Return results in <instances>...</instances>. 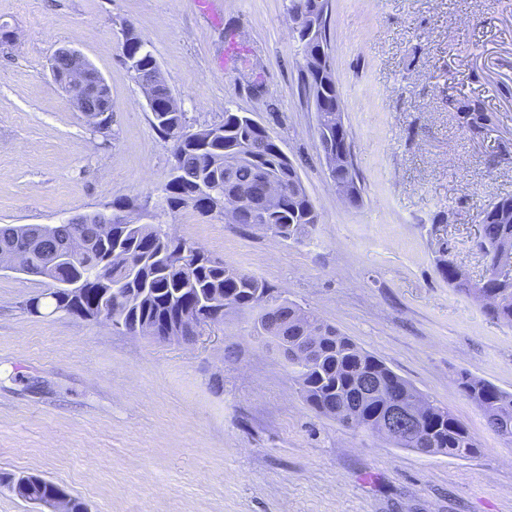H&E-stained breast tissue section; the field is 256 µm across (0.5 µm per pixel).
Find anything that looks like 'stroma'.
I'll use <instances>...</instances> for the list:
<instances>
[{
	"label": "stroma",
	"mask_w": 512,
	"mask_h": 512,
	"mask_svg": "<svg viewBox=\"0 0 512 512\" xmlns=\"http://www.w3.org/2000/svg\"><path fill=\"white\" fill-rule=\"evenodd\" d=\"M329 17L356 207L329 182L288 0H0V224L148 205L449 407L478 455L425 456L319 414L255 311L163 343L29 313L46 282L0 271V471L50 480L88 512H512V443L456 385L466 370L512 391V326L435 264L444 251L483 280L480 213L512 196V0H329ZM129 24L190 126L250 112L296 160L320 215L309 238L163 206L170 148L123 57ZM68 44L110 86V141L49 73ZM452 92L492 112L483 138L461 128Z\"/></svg>",
	"instance_id": "1"
}]
</instances>
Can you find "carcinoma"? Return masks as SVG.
Wrapping results in <instances>:
<instances>
[{"instance_id":"cac0c4a2","label":"carcinoma","mask_w":512,"mask_h":512,"mask_svg":"<svg viewBox=\"0 0 512 512\" xmlns=\"http://www.w3.org/2000/svg\"><path fill=\"white\" fill-rule=\"evenodd\" d=\"M128 69L139 86L162 90V96L172 94L167 85H157V59L131 25L124 29ZM315 87L316 95L333 102L338 99L336 85L317 81L302 83V90ZM448 106L456 110L460 124L471 135L481 134L493 121V115L474 101L458 100L448 96ZM151 122L165 141L171 143V158L177 161V176L168 180L162 192L169 209L190 206L196 192L207 191L215 201L232 193H243L251 207L239 213L235 223L250 229L254 226L253 211L261 206L264 184L280 180L288 189L283 206L270 227L283 235V240L307 238L319 214L306 191L293 194V183H302L298 166L291 165L290 173L279 167L280 146L248 123L243 112H226L219 123L201 127L199 137L190 139L180 135L187 124L186 113L176 103L170 112L152 113ZM336 141V121L322 124L318 137L320 151ZM482 235L477 241L488 264L490 275L481 282L483 290L497 295L496 302L483 312L493 320L512 326V284H503L493 275L499 264V247L512 242V198H502L489 205L480 214ZM0 235L8 236L13 247L28 255L29 265L44 268L54 252H70L71 272L76 277L90 279L97 288L106 289L104 309L116 322L148 323L179 322L180 297L193 294L197 299L211 302L208 306L209 324L224 322V303L227 299L238 304V309H254L255 295L268 297V304L260 307L256 331L270 338L277 346L283 343L302 347L305 322L297 317L301 307L272 296L270 285L249 273L218 261L198 244L183 237L170 238L162 225L140 222L132 230L119 225L112 231H101L96 216H79L77 224L56 225L55 235L39 245L23 227L1 224ZM146 238L163 242L166 258L151 260L141 252ZM125 255L129 276L123 268L109 260L114 250ZM44 306L71 316L90 309L94 298L70 294L54 283H49L44 294ZM315 335L319 336L318 352L310 361L290 368L292 380L298 385L304 401L315 411L336 419L346 427L379 434L382 420L390 403L371 395L366 384L383 389L388 387L394 371L382 360L360 347L339 328L311 314ZM459 390L483 413L488 426L499 437L512 442V391L502 389L490 381L469 372L457 378ZM436 411L425 420L424 429H405L386 440L397 448L415 451L426 456L446 455L450 458L474 457L478 448L467 425L453 411L431 402ZM356 410V418L348 421L346 412Z\"/></svg>"}]
</instances>
